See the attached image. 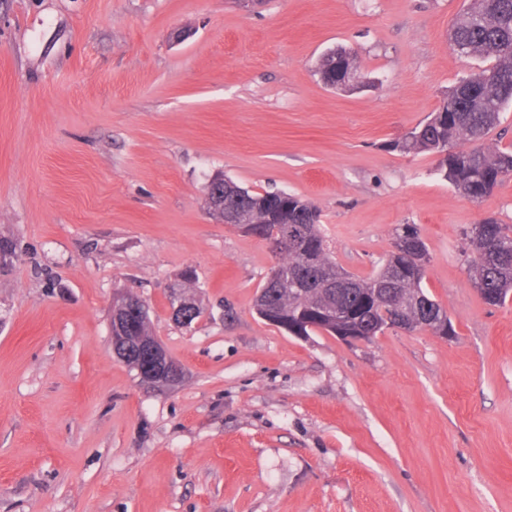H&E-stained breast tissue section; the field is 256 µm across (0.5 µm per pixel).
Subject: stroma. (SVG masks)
Instances as JSON below:
<instances>
[{
    "label": "stroma",
    "mask_w": 512,
    "mask_h": 512,
    "mask_svg": "<svg viewBox=\"0 0 512 512\" xmlns=\"http://www.w3.org/2000/svg\"><path fill=\"white\" fill-rule=\"evenodd\" d=\"M467 4L0 0V512H512V300L484 303L464 236L512 225V179L475 204L394 148L480 67L449 42ZM336 46L360 88L319 81ZM219 171L311 201L361 277L418 225L454 336L259 318L276 259L208 216ZM117 290L179 385L113 358Z\"/></svg>",
    "instance_id": "1"
}]
</instances>
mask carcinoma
Here are the masks:
<instances>
[{
	"instance_id": "cac0c4a2",
	"label": "carcinoma",
	"mask_w": 512,
	"mask_h": 512,
	"mask_svg": "<svg viewBox=\"0 0 512 512\" xmlns=\"http://www.w3.org/2000/svg\"><path fill=\"white\" fill-rule=\"evenodd\" d=\"M450 45L460 57H482L491 64L462 78L443 96L430 118L412 129L395 148L408 154L438 157L436 171L464 198L479 204L512 177V148L485 146L507 105H512V0H469L452 26ZM319 77L336 76V87L350 84L343 75L358 74L352 52L338 47L325 54L316 68ZM207 208L224 206V223L251 224L258 238L280 240L279 280L259 288L256 314L288 333L306 338L314 331L336 335L338 325L329 311L345 307L358 313L346 328L369 342L387 324L411 331L422 328L438 336L453 329L445 309L424 290L425 273L416 256L427 253L419 228L400 224L393 239L408 247L388 254L380 269L362 278L336 264L320 228L321 213L311 202L286 191L256 192L217 174L204 187ZM472 254L470 282L485 288V302L503 306L512 298V225L488 217L465 232ZM188 304L187 324L201 315L198 300L178 285ZM131 346L118 340L112 354L132 366L141 349L154 343L149 308L118 316Z\"/></svg>"
}]
</instances>
